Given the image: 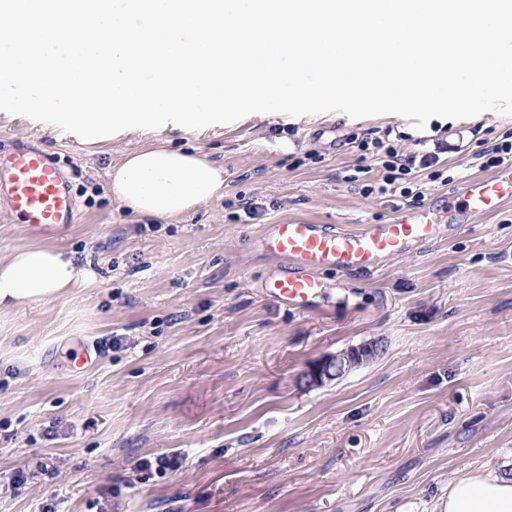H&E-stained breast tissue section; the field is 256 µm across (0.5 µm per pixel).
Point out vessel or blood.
Returning a JSON list of instances; mask_svg holds the SVG:
<instances>
[{
  "mask_svg": "<svg viewBox=\"0 0 512 512\" xmlns=\"http://www.w3.org/2000/svg\"><path fill=\"white\" fill-rule=\"evenodd\" d=\"M448 208L436 214L427 207L399 211L384 224H364L338 231L304 219L270 225L257 245L279 258L281 266L262 293L287 308L305 313L319 309L321 275L368 273L411 245L435 241L441 227L457 230L464 218L493 217L512 203V162L489 176L466 179L448 192ZM0 212L28 230L50 234L78 221L70 175L58 159L38 146L15 143L0 154Z\"/></svg>",
  "mask_w": 512,
  "mask_h": 512,
  "instance_id": "obj_1",
  "label": "vessel or blood"
}]
</instances>
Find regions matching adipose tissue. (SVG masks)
<instances>
[{
  "label": "adipose tissue",
  "mask_w": 512,
  "mask_h": 512,
  "mask_svg": "<svg viewBox=\"0 0 512 512\" xmlns=\"http://www.w3.org/2000/svg\"><path fill=\"white\" fill-rule=\"evenodd\" d=\"M109 177L116 202L158 218H179L224 196L223 167L202 154L162 146L126 155ZM95 279L92 269L58 248L18 249L0 257V309L57 300ZM445 512H512V476L477 473L451 482Z\"/></svg>",
  "instance_id": "1"
}]
</instances>
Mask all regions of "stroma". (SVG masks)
I'll use <instances>...</instances> for the list:
<instances>
[{
  "mask_svg": "<svg viewBox=\"0 0 512 512\" xmlns=\"http://www.w3.org/2000/svg\"><path fill=\"white\" fill-rule=\"evenodd\" d=\"M338 128L339 141L312 139ZM512 116L424 129L387 115L256 113L202 130L154 129L88 143L0 112V151L17 141L72 175L80 221L44 235L0 215V256L54 244L97 283L61 300L0 310V512H444L448 484L512 466V206L412 246L368 274L323 273L319 312L263 297L279 262L256 241L303 218L351 230L398 210L442 208L482 175L480 151ZM439 158L422 198L364 194L384 170L369 133ZM163 145L224 167V197L172 220L112 198L109 169ZM263 209L238 221L241 199ZM127 346L115 349L113 333ZM377 342L344 377L305 386L337 351ZM97 352L77 370L84 348ZM181 453L141 482V460ZM29 474L12 483L17 469Z\"/></svg>",
  "mask_w": 512,
  "mask_h": 512,
  "instance_id": "obj_1",
  "label": "stroma"
}]
</instances>
